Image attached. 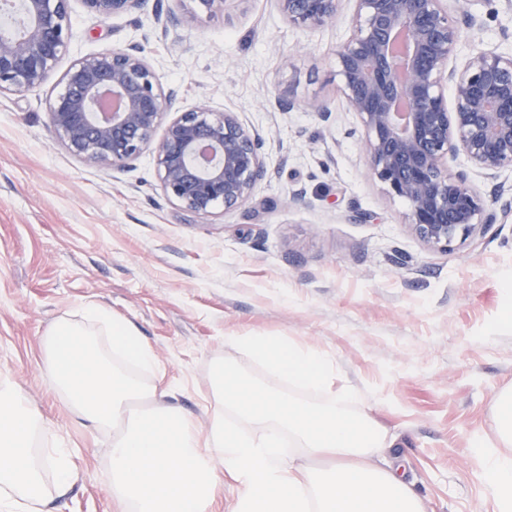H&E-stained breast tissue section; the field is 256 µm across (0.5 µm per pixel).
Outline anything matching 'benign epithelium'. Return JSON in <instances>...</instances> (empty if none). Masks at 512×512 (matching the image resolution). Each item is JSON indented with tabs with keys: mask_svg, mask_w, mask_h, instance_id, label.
<instances>
[{
	"mask_svg": "<svg viewBox=\"0 0 512 512\" xmlns=\"http://www.w3.org/2000/svg\"><path fill=\"white\" fill-rule=\"evenodd\" d=\"M81 2L108 20L145 0ZM276 2L289 23L322 28L333 23L339 0ZM353 2L350 34L336 50L339 93L363 129L374 176L408 203L412 231L448 252L498 223L469 172L449 173L448 160L462 156L488 176L512 169V55L480 50L448 68L458 21L475 23L472 0ZM21 8L22 34L0 35V93L46 84L71 38L70 0H22ZM61 84L48 117L70 153L124 167L149 151L165 195L192 213L245 205L267 174L266 134L235 112L175 107L138 44L77 59Z\"/></svg>",
	"mask_w": 512,
	"mask_h": 512,
	"instance_id": "benign-epithelium-1",
	"label": "benign epithelium"
}]
</instances>
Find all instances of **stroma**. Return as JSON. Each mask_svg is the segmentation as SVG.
Segmentation results:
<instances>
[{"label":"stroma","mask_w":512,"mask_h":512,"mask_svg":"<svg viewBox=\"0 0 512 512\" xmlns=\"http://www.w3.org/2000/svg\"><path fill=\"white\" fill-rule=\"evenodd\" d=\"M159 9L185 24L163 28ZM70 10L60 69L139 43L182 109L231 111L270 136L251 201L201 216L165 196L151 154L112 169L69 153L48 120L56 82L0 93V383L46 420L37 447L75 450L66 494L44 472V512H118L112 434L72 411L41 358L49 328L90 304L136 329L155 360L144 381L204 430L215 363L302 393L225 337L326 353L334 390L395 436L387 456L426 512H497L472 442L497 444L494 400L512 389V212L448 252L410 230L406 202L371 173L363 130L336 87L352 0L319 29L288 23L275 0H230L216 14L197 0H146L106 21L81 0ZM471 11L477 23L463 28L451 65L480 49L511 54L512 0H472ZM284 92L298 102L292 111L276 104ZM360 212L370 221H356Z\"/></svg>","instance_id":"1"}]
</instances>
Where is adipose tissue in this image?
Segmentation results:
<instances>
[{
	"mask_svg": "<svg viewBox=\"0 0 512 512\" xmlns=\"http://www.w3.org/2000/svg\"><path fill=\"white\" fill-rule=\"evenodd\" d=\"M82 316L53 325L43 362L82 417L112 430L111 491L123 512H207L224 475L238 486L233 512H425L399 467L382 459L386 431L332 391V365L321 353L230 337L324 400L285 396L221 363L212 381L221 412L204 433L166 405L165 392L142 383L154 356L130 324L91 305ZM45 427L22 394L0 387V512H42L48 469L58 493L69 490V449L33 451ZM473 446L497 512H512V456L480 440Z\"/></svg>",
	"mask_w": 512,
	"mask_h": 512,
	"instance_id": "adipose-tissue-1",
	"label": "adipose tissue"
}]
</instances>
